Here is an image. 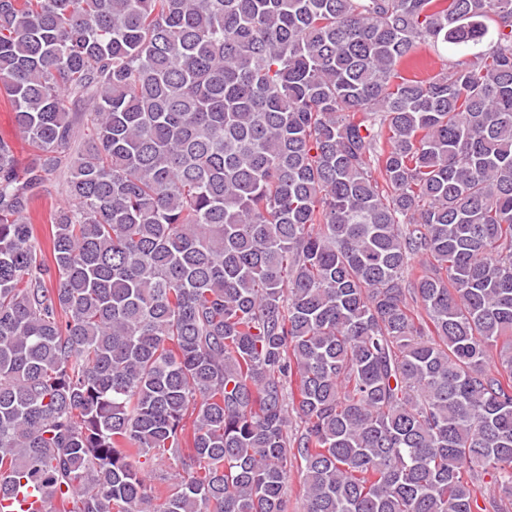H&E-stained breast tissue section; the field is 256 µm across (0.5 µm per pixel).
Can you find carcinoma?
Instances as JSON below:
<instances>
[{"instance_id": "cac0c4a2", "label": "carcinoma", "mask_w": 512, "mask_h": 512, "mask_svg": "<svg viewBox=\"0 0 512 512\" xmlns=\"http://www.w3.org/2000/svg\"><path fill=\"white\" fill-rule=\"evenodd\" d=\"M0 95V499L512 512V0H0ZM0 139L9 143L14 151L20 169L32 161V151L27 138L21 133L15 121V113L6 97L0 95ZM66 172L63 168H59L52 172L49 176L50 197L46 201V205L50 204L60 207L68 203V195L65 187Z\"/></svg>"}]
</instances>
